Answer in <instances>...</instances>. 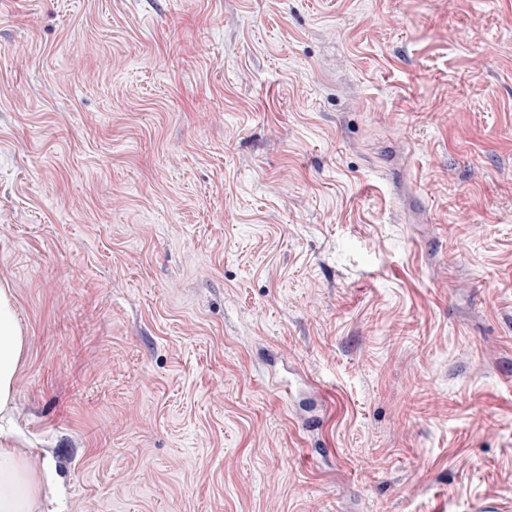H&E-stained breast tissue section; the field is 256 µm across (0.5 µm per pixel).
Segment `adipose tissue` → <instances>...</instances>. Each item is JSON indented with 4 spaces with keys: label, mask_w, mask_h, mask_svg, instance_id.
<instances>
[{
    "label": "adipose tissue",
    "mask_w": 512,
    "mask_h": 512,
    "mask_svg": "<svg viewBox=\"0 0 512 512\" xmlns=\"http://www.w3.org/2000/svg\"><path fill=\"white\" fill-rule=\"evenodd\" d=\"M27 346L14 293L0 283V419L13 409L16 377ZM55 495L51 480L33 467L20 449L0 444V512H40L44 502Z\"/></svg>",
    "instance_id": "obj_1"
}]
</instances>
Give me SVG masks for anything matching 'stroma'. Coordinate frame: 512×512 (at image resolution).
<instances>
[{"label": "stroma", "mask_w": 512, "mask_h": 512, "mask_svg": "<svg viewBox=\"0 0 512 512\" xmlns=\"http://www.w3.org/2000/svg\"><path fill=\"white\" fill-rule=\"evenodd\" d=\"M0 281L62 512H512V0H0Z\"/></svg>", "instance_id": "1"}]
</instances>
